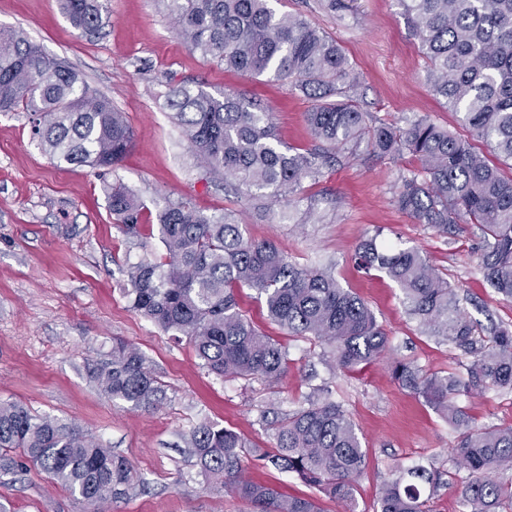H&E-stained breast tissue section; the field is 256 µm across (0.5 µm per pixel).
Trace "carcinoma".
<instances>
[{
	"mask_svg": "<svg viewBox=\"0 0 512 512\" xmlns=\"http://www.w3.org/2000/svg\"><path fill=\"white\" fill-rule=\"evenodd\" d=\"M58 2L81 34L95 36L104 28V0ZM159 2L191 50L228 70L271 74L315 100L306 122L318 145L299 151L276 139L267 113L244 97H215L186 83L169 88L163 107L175 113L207 180L227 194L254 189L261 201L289 205L303 179L321 174L331 148L353 158L407 152L419 168L399 178L397 208L444 235L458 224L475 225L484 279L512 300V174L501 168L512 162V0H399L426 58L427 84L463 114V137L427 116L404 127L371 119L361 110L360 80L341 45L299 14H276L269 0ZM0 112L28 113L41 149L60 164L113 170L134 139L111 99L92 90L68 61L46 55L24 31L10 27H0ZM107 202L123 235L144 245L156 237L164 250L160 258L123 267L130 307L185 338L207 372L274 382L288 369V349L241 310L236 295L242 288L255 291L288 334L325 345L341 369L356 370L388 351L386 330L359 296L338 283L332 266L294 263L273 242L247 237L231 215H209L188 199L164 198L154 224L146 222L148 207L130 189L112 187ZM380 232L359 245L358 265L394 281L422 332L467 359L446 374L398 361L393 375L459 432L452 462L469 475L460 492L462 512L512 507V486L496 480L512 471V427L472 428L458 402L473 391L512 390V329L481 334L427 258L416 248L379 247ZM92 378L105 395L133 409L167 400L146 356L121 340L93 368ZM272 437L274 451L258 455L263 466L293 473L343 512H356L365 451L356 425L328 389H315L306 406L274 422ZM187 445L207 481L245 501L250 512H321L313 498L287 496L247 479L242 454L249 443L236 430L204 422L190 430ZM30 467L93 512H104L132 481L130 462L80 426L0 400V475ZM443 476L422 464L397 466L376 512H433L431 500L446 485Z\"/></svg>",
	"mask_w": 512,
	"mask_h": 512,
	"instance_id": "cac0c4a2",
	"label": "carcinoma"
}]
</instances>
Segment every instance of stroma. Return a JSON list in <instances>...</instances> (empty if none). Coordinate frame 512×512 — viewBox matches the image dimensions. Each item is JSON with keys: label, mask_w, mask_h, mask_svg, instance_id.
I'll return each mask as SVG.
<instances>
[{"label": "stroma", "mask_w": 512, "mask_h": 512, "mask_svg": "<svg viewBox=\"0 0 512 512\" xmlns=\"http://www.w3.org/2000/svg\"><path fill=\"white\" fill-rule=\"evenodd\" d=\"M276 12L300 14L343 47L360 77L364 111L406 125L419 116L462 131L460 113L425 81L419 40L397 0H351L328 9L325 0H270ZM99 37H86L61 13L58 0H0V27L23 29L50 56L67 58L90 87L111 98L134 131L133 145L115 170L57 164L31 132L26 113H0V399L72 421L133 466L134 483L114 500L112 512H248L247 505L208 489L183 437L202 422L242 433L252 446L245 476L280 492L317 497L322 512L341 506L294 474L262 467L257 453L274 442L262 411L279 414L306 405L314 388L328 387L361 428L365 468L356 490L357 512H375L379 492L396 466L434 465L447 470L436 512H457V487L466 470L450 459L458 433L423 399L391 375L395 360L425 371L455 368L454 350L422 335L403 305L399 286L385 274L357 267L358 245L374 230L397 248H416L455 288L465 314L481 327L512 328V300L498 296L481 272L479 230L458 225L442 235L400 211L393 202L400 175L415 168L411 156L368 161L340 159L305 179L288 217L261 212L250 196L228 194L206 180L171 111L169 87L198 84L213 95L237 92L269 112L284 145L310 149L305 122L313 101L272 76L253 77L191 51L156 0H108ZM122 182L147 206L162 197H185L209 213L234 212L246 234L273 240L290 260L316 268L330 263L343 288L360 296L386 329L391 348L357 372L331 366L313 340L291 336L272 322L254 291L238 294L246 316L287 346L290 361L274 383L224 380L207 373L188 342L176 340L133 311L124 297L122 269L158 240L141 245L116 228L104 188ZM316 219L306 220L308 209ZM121 338L142 350L168 389L158 410H130L112 401L91 376L93 365ZM472 426H512V391L489 389L459 396ZM0 503L10 512H90L79 497L37 470L0 476Z\"/></svg>", "instance_id": "1"}]
</instances>
